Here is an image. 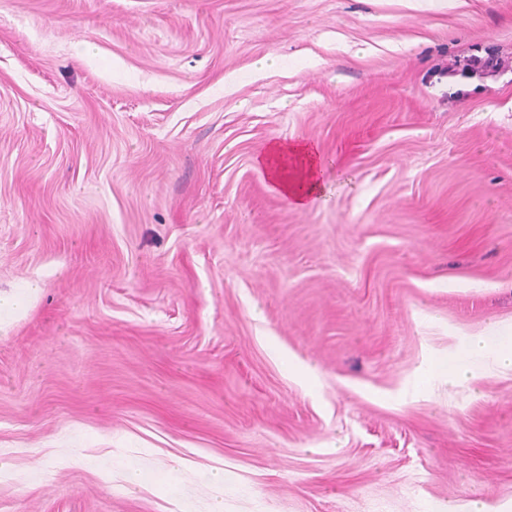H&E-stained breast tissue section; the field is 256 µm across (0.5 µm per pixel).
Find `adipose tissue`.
<instances>
[{
  "label": "adipose tissue",
  "mask_w": 512,
  "mask_h": 512,
  "mask_svg": "<svg viewBox=\"0 0 512 512\" xmlns=\"http://www.w3.org/2000/svg\"><path fill=\"white\" fill-rule=\"evenodd\" d=\"M274 184L299 208L309 205L324 187L326 164L317 151L306 143H272L260 158ZM512 369V330H496L491 333L467 338L462 354L448 370L452 381L477 380L490 362ZM56 467L79 466L103 474L120 471L130 488L153 487L156 492L172 503H180L178 465H170L165 477L159 478L144 471L135 461L115 454L107 459L75 455L56 460Z\"/></svg>",
  "instance_id": "ef3b65f1"
}]
</instances>
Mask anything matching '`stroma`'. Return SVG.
<instances>
[{
    "mask_svg": "<svg viewBox=\"0 0 512 512\" xmlns=\"http://www.w3.org/2000/svg\"><path fill=\"white\" fill-rule=\"evenodd\" d=\"M275 142L330 163L306 208ZM31 283L0 512L174 510L41 448L188 459V512L511 502L512 370L402 388L512 327V0H0V290ZM284 362L289 372L295 374L307 388H311L312 384L318 379V370L299 357H284ZM441 372H446L439 368V363L433 361L432 364L425 361L417 370H415L403 388L404 393L421 396L429 391L432 380Z\"/></svg>",
    "mask_w": 512,
    "mask_h": 512,
    "instance_id": "obj_1",
    "label": "stroma"
}]
</instances>
